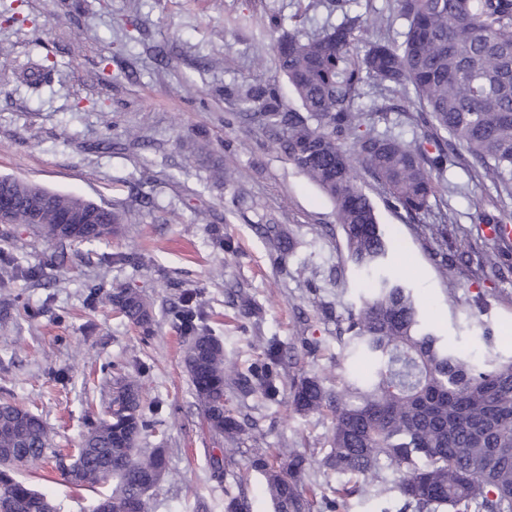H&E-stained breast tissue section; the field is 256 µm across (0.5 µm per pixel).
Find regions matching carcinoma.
<instances>
[{
  "label": "carcinoma",
  "instance_id": "carcinoma-1",
  "mask_svg": "<svg viewBox=\"0 0 512 512\" xmlns=\"http://www.w3.org/2000/svg\"><path fill=\"white\" fill-rule=\"evenodd\" d=\"M405 22L399 37L371 39L385 24L379 13H343L341 21L312 34L272 23L276 75L231 88L227 96L246 106L239 118L270 133L272 144L333 204L346 243V261L373 277L367 295L351 308L339 339L367 372L336 389L304 372L289 376L288 402L302 415L332 416L330 448L321 459L293 449L275 467L255 457L274 512H312L304 478L313 465L349 477L344 496L396 493L398 512H512V358L479 366L448 346L428 322L411 288L387 271L389 244L376 206L366 194L371 179L388 207L409 219L431 210L439 176L456 150L475 162V173L512 197V0H393ZM284 78L300 109L281 101ZM373 82L399 93L419 112L421 136L404 138L365 121L363 87ZM447 137L440 138L437 133ZM497 240L512 216L477 214ZM119 215L70 231L32 224L33 234L57 243L103 241L117 231ZM274 252L284 254L278 224H261ZM437 243L435 267L448 275V214L427 228ZM480 266L503 274V249L483 253ZM131 323L150 328L152 313L140 294L92 291ZM191 340L183 362L208 428L234 439L245 424L224 406L231 379L240 388L279 396L282 352L272 345L247 374L229 373L224 348L192 297L176 310ZM152 421L137 381L112 387L107 417L78 444L80 465L52 448L49 430L36 414L0 401V512H61L60 505L16 476L20 466L38 467L48 456L77 490L111 492L99 503L110 512H152L155 473L166 469L165 449L139 447Z\"/></svg>",
  "mask_w": 512,
  "mask_h": 512
}]
</instances>
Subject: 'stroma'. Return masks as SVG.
Listing matches in <instances>:
<instances>
[{
	"instance_id": "1",
	"label": "stroma",
	"mask_w": 512,
	"mask_h": 512,
	"mask_svg": "<svg viewBox=\"0 0 512 512\" xmlns=\"http://www.w3.org/2000/svg\"><path fill=\"white\" fill-rule=\"evenodd\" d=\"M342 14L336 0H0V45L13 47L0 57V177L123 209L118 233L93 243L61 245L0 224V254L18 267L0 286V400L40 416L56 447L74 448L114 383L136 378L158 408L141 445L167 451L153 512H224L225 499L242 492L249 512H274L251 457L276 464L285 448L322 457L332 428L329 416L295 413L287 395L268 401L233 386L226 406L246 430L232 443L213 435L182 363L189 337L171 314L186 292H195L225 360L241 373L264 360L272 340L329 387L359 368L337 328L359 304L366 276L346 261L333 205L268 133L237 120L241 107L224 94L258 79L254 58L273 62L272 19L311 33ZM33 62L49 67L47 79L19 81ZM129 130L137 141H127ZM186 137L202 150L185 154ZM228 150L239 168L230 185L221 178ZM471 163L458 158L441 184L457 241L475 260L498 245L477 213H512V197L474 177ZM365 190L395 238L389 268L431 323L475 362L511 358L512 276L462 265L446 288L430 237L388 208L375 182ZM264 222L293 239L285 262L271 258L258 231ZM98 287L140 293L151 305L150 330L112 305H89ZM231 444L233 460L214 478L210 460ZM19 475L62 512H90L97 498L64 483L51 459Z\"/></svg>"
}]
</instances>
